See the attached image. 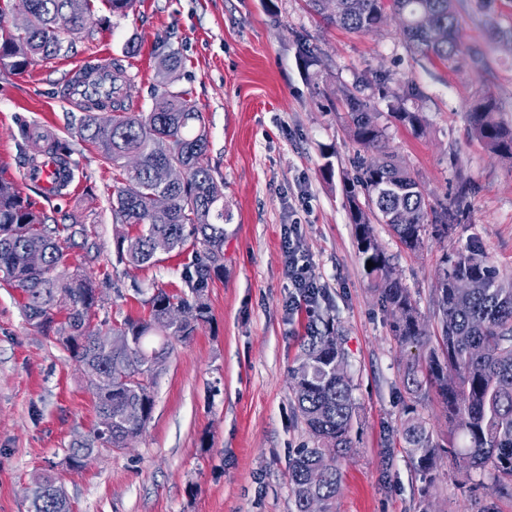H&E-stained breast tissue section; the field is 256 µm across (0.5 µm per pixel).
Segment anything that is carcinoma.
Listing matches in <instances>:
<instances>
[{"instance_id":"1","label":"carcinoma","mask_w":512,"mask_h":512,"mask_svg":"<svg viewBox=\"0 0 512 512\" xmlns=\"http://www.w3.org/2000/svg\"><path fill=\"white\" fill-rule=\"evenodd\" d=\"M319 15L351 33L379 28L387 16L401 26L407 50L453 63L463 54L476 71L487 68L479 46L462 48L455 0H309ZM27 24L16 31L0 18V67L23 73L51 57L73 52L74 36L90 32L94 23L91 0H24ZM181 66L173 51L160 61L162 82L148 112L136 108L125 94L129 82L122 60L90 63L87 72L112 80V90L101 89L85 102L77 124L81 140L98 151L101 161L116 172L119 184L112 195V222L136 227V234L117 240V261L137 269L159 262L160 255L200 248L199 257L184 272L189 294L156 289L144 300L148 318L127 319L106 332L93 330L90 317L99 297L92 278L75 270L61 277L72 236H60L50 217L33 209L32 202L12 184L0 182V281L17 288L29 319L62 336L82 365L92 366L90 380L99 417L112 423L95 427L83 442L69 448L72 468L84 466L101 450L122 449L140 435L154 407L151 385L162 370L173 340H186L208 320L205 291L212 274L224 269V191L205 162L208 135L204 118L183 90L173 88L171 76ZM368 89L392 97L389 116L412 132H423L424 118L409 111L413 96L409 84L387 94L386 77L362 79L345 98L346 123L356 142L373 153L360 158L357 174L343 184L359 253L373 262L366 271L379 299L393 315L392 336L402 346L423 349V355L402 362L401 380L408 396V415L401 426L407 456L429 492L441 468V452L414 406L435 393L448 408L454 437L444 451L456 461L459 477L491 467L498 481L512 484V286L484 252L467 247L439 259L434 304L440 333L432 336L420 323L419 312L396 267L380 249L372 224H385L411 251L424 244L426 225L445 238L465 210V195L457 194L440 208L431 207L424 186L390 151L386 128L378 123ZM110 115L104 117L102 112ZM473 136L487 148L512 156V125L500 121L489 96L470 106ZM71 149L59 137H47L43 159H55L68 168ZM171 164L184 168L180 182L163 179ZM475 280L481 287L460 292L455 284ZM347 363V353L332 319H312L300 339L297 366L291 369L294 403L311 445L297 449L289 462L288 478L293 510L308 512L314 495L323 512H332L341 475L337 460L356 451L354 436L358 406L352 378L336 377V364ZM321 466V480L309 482L312 468ZM33 512H70L62 486L50 477L33 492Z\"/></svg>"}]
</instances>
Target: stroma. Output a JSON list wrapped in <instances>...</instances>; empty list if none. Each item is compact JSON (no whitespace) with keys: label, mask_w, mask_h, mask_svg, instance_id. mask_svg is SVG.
<instances>
[{"label":"stroma","mask_w":512,"mask_h":512,"mask_svg":"<svg viewBox=\"0 0 512 512\" xmlns=\"http://www.w3.org/2000/svg\"><path fill=\"white\" fill-rule=\"evenodd\" d=\"M456 5L461 40L486 49V71L411 54L397 19L350 33L306 0H140L125 18L92 0L93 27L73 53L21 75L0 69V181L15 184L58 224H75L58 272L94 279L101 302L93 327L146 318L144 301L156 289L186 291L183 272L194 253L174 251L131 270L118 263L115 243L135 229L113 223L112 170L73 125L81 110L62 96L71 69L121 59L128 97L147 112L161 51L178 52L175 86L204 116L205 161L232 215L224 272L206 290L210 319L190 339L173 341L144 432L79 469L68 467L66 454L98 420L88 377L56 334L28 320L20 291L0 285V512H29L47 474L64 488L71 512H291L288 460L308 440L290 389L308 321L306 308L292 302L283 248L291 224L321 288L317 310L344 338L359 406L357 451L339 461L334 512H420L425 497L431 512H512V488L499 489L490 468L464 482L445 461L435 488L424 491L399 434L404 352L365 274L342 191L360 150L344 120V92L377 73L391 90L410 83L416 95L406 106L423 112L426 127L412 134L377 100L389 146L430 203L462 190L467 204L447 238L426 232L423 247L409 252L378 224L379 247L430 332L443 251L479 247L512 276V158L484 147L468 119L472 101L487 94L512 123V45L486 39L491 26L512 27V0ZM42 134L73 148L74 179L54 198L25 179Z\"/></svg>","instance_id":"stroma-1"}]
</instances>
